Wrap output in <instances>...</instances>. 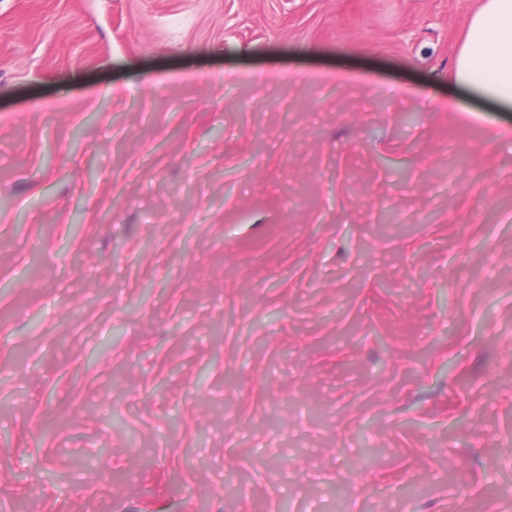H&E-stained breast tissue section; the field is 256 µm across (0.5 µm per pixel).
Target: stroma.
<instances>
[{
	"label": "stroma",
	"mask_w": 512,
	"mask_h": 512,
	"mask_svg": "<svg viewBox=\"0 0 512 512\" xmlns=\"http://www.w3.org/2000/svg\"><path fill=\"white\" fill-rule=\"evenodd\" d=\"M477 5L0 0V512H512Z\"/></svg>",
	"instance_id": "stroma-1"
}]
</instances>
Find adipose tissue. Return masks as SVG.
<instances>
[{"mask_svg":"<svg viewBox=\"0 0 512 512\" xmlns=\"http://www.w3.org/2000/svg\"><path fill=\"white\" fill-rule=\"evenodd\" d=\"M448 80L485 99L512 103V0H480Z\"/></svg>","mask_w":512,"mask_h":512,"instance_id":"ef3b65f1","label":"adipose tissue"}]
</instances>
